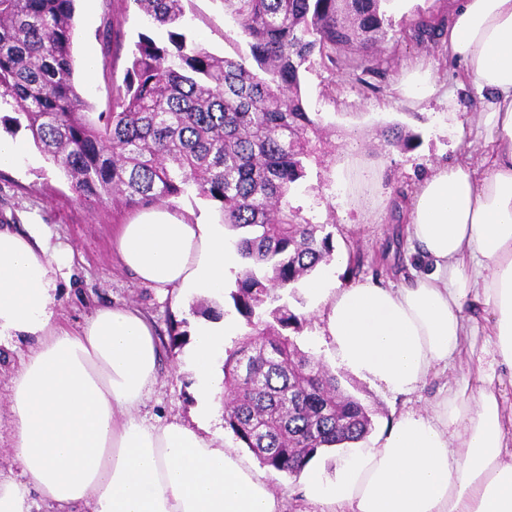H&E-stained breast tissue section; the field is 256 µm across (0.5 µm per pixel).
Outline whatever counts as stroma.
Here are the masks:
<instances>
[{
  "mask_svg": "<svg viewBox=\"0 0 512 512\" xmlns=\"http://www.w3.org/2000/svg\"><path fill=\"white\" fill-rule=\"evenodd\" d=\"M75 7V84L93 111L105 112L112 104L113 88L123 83L138 32L148 30L162 39L166 31L148 28L132 0H76ZM383 9L387 40L364 82L352 80L343 69L327 68L317 58L303 74V96L324 132L319 164L309 167L289 201L306 221L323 225L335 249L349 254L348 264L337 273L341 281L375 277L399 285L410 279L415 265L414 256L396 236L399 224L406 221L400 200L411 195L430 165L467 154L477 166L485 147L480 135H465L460 130L464 113L475 111L477 101L461 66L449 61L438 42L419 41L413 32L419 16H446L448 0H406L400 7L388 0ZM186 26L191 37L213 53L232 55L245 47L237 21L222 0H191ZM428 62L434 65V77L445 82L448 95L410 104L399 86L407 71ZM391 125L414 135V144L408 148L387 144L381 132ZM0 136L19 142L26 151L20 166L0 170V225L21 231L30 224L43 225L51 246L71 251L70 262L58 275L60 324L73 328L96 307L130 304L154 321L159 337H167L170 327H177L179 342L172 352L163 354L156 383L134 414L149 424L188 418L196 400L192 375L182 369V358L195 327L205 317L235 316L232 301L192 297L179 306L173 298L138 282L121 267L112 248L113 229L135 219L138 208L77 197L64 172L37 149L28 131H12L0 123ZM352 156L375 174L378 203L366 213L348 201L341 165ZM283 300L302 319L295 335L300 348L320 358L336 375L341 389L368 407L377 433L400 413L424 410L439 390H458L463 374L477 366L476 354L484 346L483 340H476L474 357L463 358L448 371L428 378L415 393H393L336 366L302 288L289 289ZM26 348L22 340L15 341L13 348H0L1 479L19 476L12 462L6 414L13 371Z\"/></svg>",
  "mask_w": 512,
  "mask_h": 512,
  "instance_id": "35a3bbf8",
  "label": "stroma"
}]
</instances>
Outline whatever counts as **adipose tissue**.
I'll use <instances>...</instances> for the list:
<instances>
[{
  "label": "adipose tissue",
  "instance_id": "obj_1",
  "mask_svg": "<svg viewBox=\"0 0 512 512\" xmlns=\"http://www.w3.org/2000/svg\"><path fill=\"white\" fill-rule=\"evenodd\" d=\"M441 43L478 91L464 121L490 147L485 171L439 163L408 204L404 237L418 258L410 285L306 279L336 365L410 394L485 336L488 364L425 411L401 413L372 448H357L335 483L309 474L319 512H512V0H449ZM121 265L174 300L219 295L238 268L224 227L146 208L119 225ZM68 250L39 225L0 228V342L30 343L12 379L9 430L22 479H0V512H282L260 472L205 427L223 409L220 364L232 322L199 324L183 362L192 421L133 414L162 355L150 319L125 304L95 308L77 329L56 312Z\"/></svg>",
  "mask_w": 512,
  "mask_h": 512
}]
</instances>
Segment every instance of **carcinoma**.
I'll return each instance as SVG.
<instances>
[{
    "label": "carcinoma",
    "instance_id": "carcinoma-1",
    "mask_svg": "<svg viewBox=\"0 0 512 512\" xmlns=\"http://www.w3.org/2000/svg\"><path fill=\"white\" fill-rule=\"evenodd\" d=\"M159 40L140 32L124 88L92 116L74 81V0H0V106L30 132L79 197L148 207L195 192L217 201L243 260L229 293L248 328L224 359V423L286 481L323 448L364 439L369 409L341 392L323 362L288 331L301 321L286 291L334 246L323 225L298 220L289 197L307 176L322 127L300 88L315 56L358 53L384 42V0H223L248 52L216 55L185 33L186 0H133ZM388 144L408 146L399 126Z\"/></svg>",
    "mask_w": 512,
    "mask_h": 512
}]
</instances>
